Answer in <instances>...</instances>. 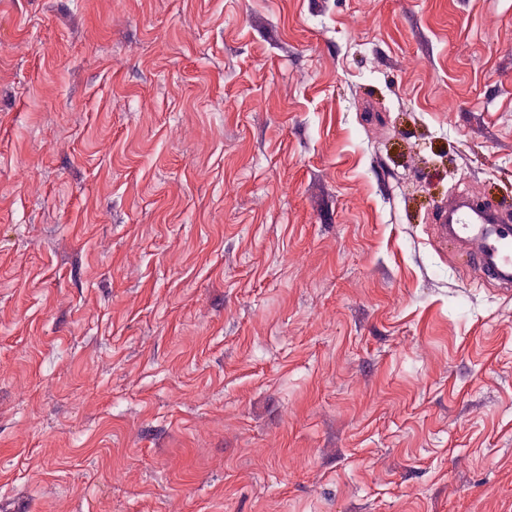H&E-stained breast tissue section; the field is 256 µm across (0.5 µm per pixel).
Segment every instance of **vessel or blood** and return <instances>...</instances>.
<instances>
[{"label": "vessel or blood", "mask_w": 512, "mask_h": 512, "mask_svg": "<svg viewBox=\"0 0 512 512\" xmlns=\"http://www.w3.org/2000/svg\"><path fill=\"white\" fill-rule=\"evenodd\" d=\"M435 222L441 241L463 249L485 278L512 285V216L462 196L440 206Z\"/></svg>", "instance_id": "1"}]
</instances>
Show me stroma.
Listing matches in <instances>:
<instances>
[{
	"mask_svg": "<svg viewBox=\"0 0 512 512\" xmlns=\"http://www.w3.org/2000/svg\"><path fill=\"white\" fill-rule=\"evenodd\" d=\"M512 0H0V512H512ZM438 237L463 249L486 279L512 284L511 215L499 214L468 196L458 197L437 210Z\"/></svg>",
	"mask_w": 512,
	"mask_h": 512,
	"instance_id": "1",
	"label": "stroma"
}]
</instances>
